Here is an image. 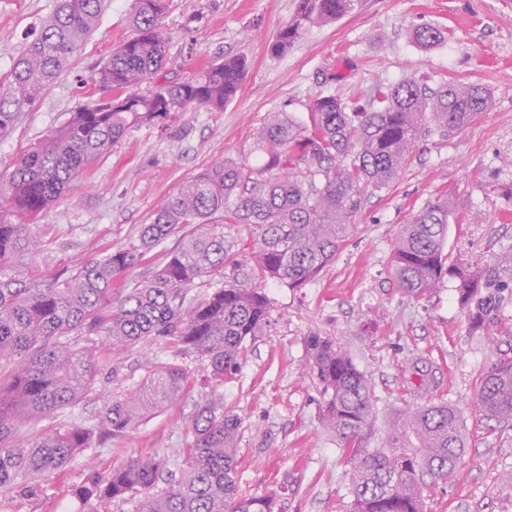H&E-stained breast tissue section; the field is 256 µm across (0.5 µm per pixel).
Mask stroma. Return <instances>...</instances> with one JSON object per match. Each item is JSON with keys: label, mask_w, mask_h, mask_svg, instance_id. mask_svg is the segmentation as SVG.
Wrapping results in <instances>:
<instances>
[{"label": "stroma", "mask_w": 512, "mask_h": 512, "mask_svg": "<svg viewBox=\"0 0 512 512\" xmlns=\"http://www.w3.org/2000/svg\"><path fill=\"white\" fill-rule=\"evenodd\" d=\"M58 0H0V77L38 33ZM300 0H167L161 18L169 33V79H190L200 61L246 55L249 69L237 96L220 112L191 109L167 128L128 130L62 200L36 231L47 242L35 260L15 261L21 280L48 282L76 272L109 250L135 242L174 189L227 158L258 164L259 131L276 112L306 116L318 95L367 101L378 85L407 77L437 87L449 79L487 87L491 104L448 138L419 139L411 164L382 192H366L361 211L335 261L301 288L267 284L270 312L249 342L241 371L225 383L224 407L240 417V489L276 494L282 512H350L351 470L322 423V399L306 369L307 340L329 336L370 378L376 402L365 450L378 449L396 411L428 403L455 404L467 448L452 480L427 481L428 512H512V425L479 415L476 384L490 363L512 356V304L496 345L469 330L458 304L457 278L413 297L393 275V243L403 224L427 202L453 200L471 214L449 227L451 264L473 267L512 250V0H361L335 23L310 29L287 53L266 47ZM132 0H103L94 30L70 65L0 140V180L14 161L48 131L64 124L88 98L105 97L93 80L101 63L132 33ZM423 25L447 28L440 45L422 50L410 40ZM96 374L72 406L21 424L26 445L65 426L96 424L105 405L139 386L150 370L174 364L189 377L202 362L169 338H150L122 354L91 346ZM426 359L435 378L418 390L413 371ZM205 392L195 387L151 414L126 437L97 438L93 448L41 480L35 492L7 493L6 512H79L75 486L137 455L161 454L179 471L190 444L191 420Z\"/></svg>", "instance_id": "35a3bbf8"}]
</instances>
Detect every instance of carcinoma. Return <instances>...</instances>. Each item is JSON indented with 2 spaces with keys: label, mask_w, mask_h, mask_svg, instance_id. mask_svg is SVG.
<instances>
[{
  "label": "carcinoma",
  "mask_w": 512,
  "mask_h": 512,
  "mask_svg": "<svg viewBox=\"0 0 512 512\" xmlns=\"http://www.w3.org/2000/svg\"><path fill=\"white\" fill-rule=\"evenodd\" d=\"M101 2L58 0L38 35L14 59L0 80L1 138L67 67L96 26ZM357 4L302 0L268 52L286 53L309 28L334 23ZM164 10L165 0H132L134 35L112 51L96 78L115 96L71 112L22 154L8 181L0 183V361L27 353L13 372L8 396L0 388V490H23L61 471L93 447L95 429L125 437L179 400L189 385L179 367L155 369L137 389L105 407L95 429L67 427L25 447L17 441L21 419L31 422L72 405L90 384L95 364L75 346L72 334L98 331L116 348L173 337L182 350L201 358L202 384L210 388L192 420L193 440L179 477L159 456L133 457L75 488L82 512H110L112 502L130 497L138 498V512H274V496L240 493L241 419L224 411L223 398L216 395L241 368L247 342L268 320L269 299L253 281L300 288L316 280L340 251L365 192L396 183L420 138L443 139L478 119L489 108L490 94L478 84L431 88L408 78L375 87L365 106L328 93L308 105L305 120L277 112L258 135L259 164L227 159L212 165L164 199L136 242L61 280L23 283L6 267L42 252L33 225L130 127L162 126L191 108L220 112L240 91L248 63L233 56L201 64L188 81L156 82L138 92L166 65ZM412 37L429 48L444 41L447 31L424 25ZM465 220L446 199L427 203L396 238L394 276L398 287L415 297L440 287L447 275L457 277L458 303L471 329L493 343L501 312L512 302V251L470 272L447 265L449 224ZM233 225L258 237L254 279L234 277L185 306L197 281L222 277L224 268L237 265L236 241L224 232ZM173 235L177 247L163 254L149 278L131 287L123 283ZM307 346L323 422L352 467V512H425L424 477L451 480L466 448L459 410L446 402L412 407L397 416L382 449L367 452L361 442L374 410L370 379L341 344L312 336ZM474 405L484 417L512 422L511 358L496 360L481 375Z\"/></svg>",
  "instance_id": "cac0c4a2"
}]
</instances>
